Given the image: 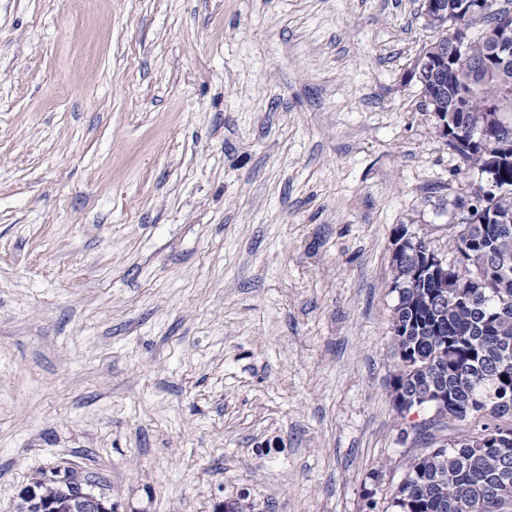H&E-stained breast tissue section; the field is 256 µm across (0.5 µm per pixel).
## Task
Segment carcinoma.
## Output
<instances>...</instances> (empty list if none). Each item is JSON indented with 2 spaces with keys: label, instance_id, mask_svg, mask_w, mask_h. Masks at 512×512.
I'll list each match as a JSON object with an SVG mask.
<instances>
[{
  "label": "carcinoma",
  "instance_id": "cac0c4a2",
  "mask_svg": "<svg viewBox=\"0 0 512 512\" xmlns=\"http://www.w3.org/2000/svg\"><path fill=\"white\" fill-rule=\"evenodd\" d=\"M467 0H439L442 10L425 13L440 31L414 61L425 110L442 115L448 147L458 171L474 168L495 176L502 190L492 197L476 188L472 223L461 225L448 278L415 285L411 253L419 239L391 258L398 289L391 323L398 356L391 385L395 407L433 410L429 425L412 426L418 436L442 423L469 422L471 429L436 448H424L390 499L394 512H512V59H492V34L512 29V0L469 13ZM482 25L470 56L455 53L462 28ZM448 56L438 83L423 63ZM83 512L69 485L42 475L20 495L19 512Z\"/></svg>",
  "mask_w": 512,
  "mask_h": 512
}]
</instances>
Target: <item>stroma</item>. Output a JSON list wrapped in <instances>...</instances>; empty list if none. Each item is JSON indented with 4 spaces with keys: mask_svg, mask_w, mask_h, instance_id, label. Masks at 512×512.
Masks as SVG:
<instances>
[{
    "mask_svg": "<svg viewBox=\"0 0 512 512\" xmlns=\"http://www.w3.org/2000/svg\"><path fill=\"white\" fill-rule=\"evenodd\" d=\"M421 0H0V512H385L396 229L452 257ZM79 484L81 504L74 497L71 487L66 484L55 483L42 476L27 486L20 495L19 512H104L112 511V505L107 507L104 498L95 494L92 486L96 481L92 478H77ZM83 510H82V508Z\"/></svg>",
    "mask_w": 512,
    "mask_h": 512,
    "instance_id": "1",
    "label": "stroma"
}]
</instances>
